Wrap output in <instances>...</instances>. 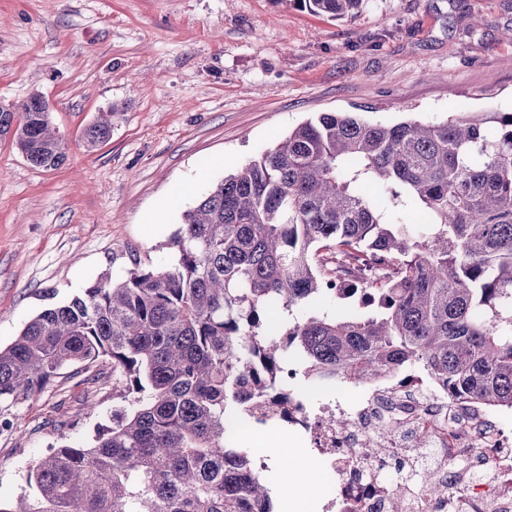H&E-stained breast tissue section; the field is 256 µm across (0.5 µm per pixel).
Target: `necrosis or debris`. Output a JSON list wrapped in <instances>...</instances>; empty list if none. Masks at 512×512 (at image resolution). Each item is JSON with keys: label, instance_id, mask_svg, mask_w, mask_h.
Segmentation results:
<instances>
[{"label": "necrosis or debris", "instance_id": "necrosis-or-debris-1", "mask_svg": "<svg viewBox=\"0 0 512 512\" xmlns=\"http://www.w3.org/2000/svg\"><path fill=\"white\" fill-rule=\"evenodd\" d=\"M491 411L411 371L324 401L297 392L288 425L326 463L330 512H387L393 498L405 512H512V429L488 422ZM425 469L438 493L421 483Z\"/></svg>", "mask_w": 512, "mask_h": 512}]
</instances>
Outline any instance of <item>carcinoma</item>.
<instances>
[{
    "label": "carcinoma",
    "mask_w": 512,
    "mask_h": 512,
    "mask_svg": "<svg viewBox=\"0 0 512 512\" xmlns=\"http://www.w3.org/2000/svg\"><path fill=\"white\" fill-rule=\"evenodd\" d=\"M300 2L347 16L364 0ZM45 106L1 107L0 136L55 169L67 145ZM111 134L104 112L84 146ZM169 246L176 263L104 274L0 349V402L66 367L95 381L103 360L129 402L93 446L50 448L27 474L37 495L0 512H277L237 432L271 401L288 414L291 351L309 382L419 368L452 396L512 406V112L391 126L323 112L224 177ZM357 294L346 318L272 319Z\"/></svg>",
    "instance_id": "1"
}]
</instances>
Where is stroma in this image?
Masks as SVG:
<instances>
[{"mask_svg":"<svg viewBox=\"0 0 512 512\" xmlns=\"http://www.w3.org/2000/svg\"><path fill=\"white\" fill-rule=\"evenodd\" d=\"M512 0H0V106L38 95L68 144L56 169L0 139V347L51 305L166 243L224 176L321 112L384 125L512 112ZM111 138L87 150L99 113ZM125 404L61 374L0 403V500L60 438L91 445ZM311 12L348 16L360 9L364 0H299Z\"/></svg>","mask_w":512,"mask_h":512,"instance_id":"obj_1","label":"stroma"}]
</instances>
